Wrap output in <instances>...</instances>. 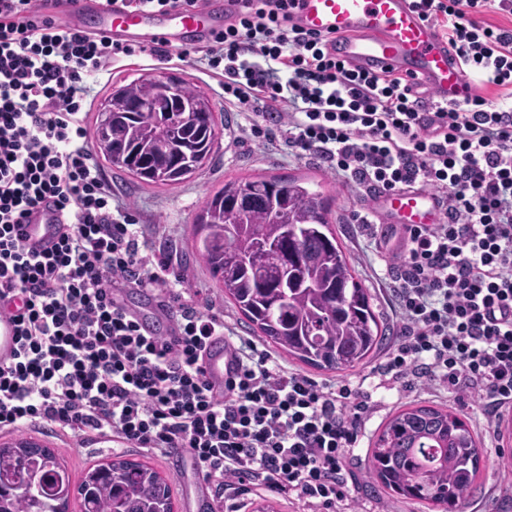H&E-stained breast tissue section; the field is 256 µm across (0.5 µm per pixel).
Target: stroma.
Returning a JSON list of instances; mask_svg holds the SVG:
<instances>
[{
    "label": "stroma",
    "instance_id": "1",
    "mask_svg": "<svg viewBox=\"0 0 512 512\" xmlns=\"http://www.w3.org/2000/svg\"><path fill=\"white\" fill-rule=\"evenodd\" d=\"M170 70L196 86L208 99L215 114L220 136L213 154L200 169L177 184H148L138 177L114 167H105L121 201L127 204L139 226V235L146 252L172 253L178 260L181 274L177 288L199 303L214 305L223 314L224 323L234 335L256 340L247 319L225 299L209 271L199 263L192 251L191 233L196 217L206 202L230 179L269 176H300L307 178L310 190L319 192L327 205L328 217L343 246L350 265L355 269L371 296V304L380 325L386 331V343L380 346L364 364L345 371L315 370L293 361L283 353L276 360L288 368L333 385L348 384L361 388L371 397L373 410L352 461L359 473L369 465L372 443L394 411L409 404L453 407L467 417L482 446V459L472 496L461 512H512V421H505L504 440L494 441L485 431L484 418L477 397L458 399L447 388L419 384L406 388L391 377L382 375L387 345L394 340L395 320L388 290V267L399 252L398 242L379 244L361 225L355 224L356 214H372L370 196L361 188L343 182L311 156L287 152L279 144H260L249 137V109H230L224 105V93L216 81L199 73L193 64L173 62L162 67L148 56L119 57L112 65L111 80L91 82L87 134H94L98 113L112 94L114 83H129L144 75ZM118 294L129 308L146 313L149 328L157 334L171 335L175 320L162 312L159 296L139 288L122 287ZM26 437L52 448L66 467L72 484H79L84 474L105 461L122 458L146 463L161 473L171 475V493L175 512H207L204 503L209 492L198 489L196 471L189 457L176 458L150 454L140 448L80 437L61 438L51 428L33 426L25 429ZM359 502L349 512H435L424 502L389 495L377 482L367 479ZM270 504L273 512H304L302 502L274 490L242 489L226 498L224 512H255L257 505Z\"/></svg>",
    "mask_w": 512,
    "mask_h": 512
}]
</instances>
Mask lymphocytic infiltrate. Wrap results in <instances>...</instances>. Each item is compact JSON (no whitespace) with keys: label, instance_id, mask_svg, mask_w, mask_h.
<instances>
[{"label":"lymphocytic infiltrate","instance_id":"obj_1","mask_svg":"<svg viewBox=\"0 0 512 512\" xmlns=\"http://www.w3.org/2000/svg\"><path fill=\"white\" fill-rule=\"evenodd\" d=\"M77 3L0 0V316L16 326V350L0 359V431L45 424L186 452L218 504L251 485L333 512L360 486L351 450L367 394L290 371L244 340L229 347L223 392L207 382L223 317L173 291L169 257L142 253L87 146L89 80L121 53L198 63L225 104L250 107L255 139L283 137L370 195L432 191L446 219L403 227L390 272L399 340L384 368L477 395L497 434L512 415V104L477 95L448 106L396 72L350 68L330 37L293 23L295 0H240L205 45L175 53L73 26L65 16ZM413 6L470 72L512 88V29L477 19L488 0ZM46 202L61 218L49 248L23 233ZM129 284L177 303L172 335L115 301Z\"/></svg>","mask_w":512,"mask_h":512}]
</instances>
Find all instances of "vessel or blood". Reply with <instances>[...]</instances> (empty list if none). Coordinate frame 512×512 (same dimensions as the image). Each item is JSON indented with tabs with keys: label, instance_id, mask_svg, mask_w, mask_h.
Segmentation results:
<instances>
[{
	"label": "vessel or blood",
	"instance_id": "b4317fda",
	"mask_svg": "<svg viewBox=\"0 0 512 512\" xmlns=\"http://www.w3.org/2000/svg\"><path fill=\"white\" fill-rule=\"evenodd\" d=\"M100 16L113 39L148 43H171L188 31L207 36L212 20L206 4L174 16L163 27L150 25L147 12L115 9L101 11ZM294 21L335 38L337 56L353 68L396 71L447 103H463L477 92L447 39L413 8L412 0H299ZM376 210L381 221L389 224H439L444 219L437 199L423 189L378 197ZM57 222V213L44 209L26 228L29 241L53 239ZM230 359L222 338H213L205 370L214 389L223 388Z\"/></svg>",
	"mask_w": 512,
	"mask_h": 512
}]
</instances>
